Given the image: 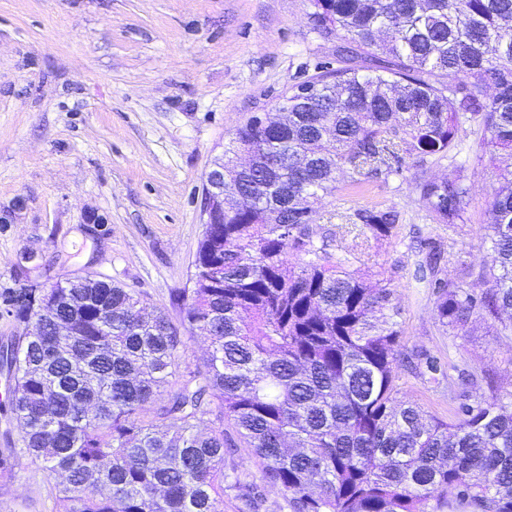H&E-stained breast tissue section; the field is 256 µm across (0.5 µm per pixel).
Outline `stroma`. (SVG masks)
Instances as JSON below:
<instances>
[{
    "label": "stroma",
    "instance_id": "1",
    "mask_svg": "<svg viewBox=\"0 0 512 512\" xmlns=\"http://www.w3.org/2000/svg\"><path fill=\"white\" fill-rule=\"evenodd\" d=\"M308 0H0V296L92 272L147 297L178 321L204 226L203 184L234 130L297 84L336 66V44L312 30ZM482 133L454 160L406 157L399 173L339 182L316 205L318 234L352 206L396 207L397 235L369 240L356 275L390 279L402 354L489 375L484 398L512 392V335L484 317L468 333L434 319L435 279L480 272L488 204L500 187ZM462 177L468 206L454 226L419 202V178ZM440 244L437 275L417 278L421 240ZM402 399L438 416L448 390L405 363ZM224 467L256 486L258 512H290L245 447ZM10 512H54L40 464L0 476Z\"/></svg>",
    "mask_w": 512,
    "mask_h": 512
}]
</instances>
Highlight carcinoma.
<instances>
[{
	"instance_id": "carcinoma-1",
	"label": "carcinoma",
	"mask_w": 512,
	"mask_h": 512,
	"mask_svg": "<svg viewBox=\"0 0 512 512\" xmlns=\"http://www.w3.org/2000/svg\"><path fill=\"white\" fill-rule=\"evenodd\" d=\"M310 4L314 33L340 40V67L309 81L312 100L278 125L249 119L233 133L224 173L241 197L206 226L194 260L223 276L182 291L180 324L107 280L41 289L42 314L3 299L23 324L0 357L21 446L0 451V472L41 464L55 512H224L229 490L253 512L254 486L224 470L226 423L292 512H512V393L476 396L446 419L401 400L392 290L349 270L356 240L331 250L345 225L312 229L314 202L339 178L356 188L398 171L404 154L447 158L467 124L490 163L512 156V0ZM500 177L488 288L435 282V319L456 335L484 315L512 334V171ZM416 188L433 221L461 218L460 178ZM347 223L391 239L400 212L357 208ZM197 330L209 345L193 363L185 333Z\"/></svg>"
}]
</instances>
